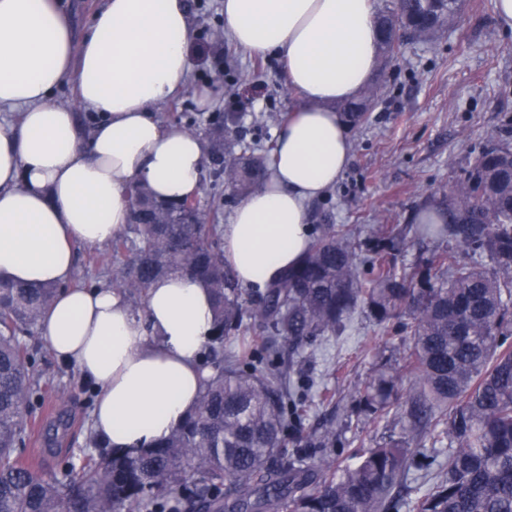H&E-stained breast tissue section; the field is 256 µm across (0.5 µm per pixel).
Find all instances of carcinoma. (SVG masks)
<instances>
[{"instance_id": "carcinoma-1", "label": "carcinoma", "mask_w": 512, "mask_h": 512, "mask_svg": "<svg viewBox=\"0 0 512 512\" xmlns=\"http://www.w3.org/2000/svg\"><path fill=\"white\" fill-rule=\"evenodd\" d=\"M463 0H390L376 13L380 59L397 64V31L435 42L455 27ZM378 100L366 89L339 105L352 127ZM207 142L222 152L224 197L162 204L129 189L131 221L112 254L109 285L137 313L159 277L201 279L215 301L212 339L196 408L172 433L136 452L108 451L64 477L24 463L17 450L34 433V331L57 288L0 283V512H512V148H489L447 197L424 206L417 231L452 244L425 267L401 272L384 252L360 258L334 224L298 263L263 288L242 287L224 261V207L265 184L270 160L239 131V116L217 118ZM362 311L387 336L411 345L383 364L354 398L373 423L398 417L410 435L366 448L356 465L336 456V431L306 430L314 379L306 349L341 336ZM251 336L240 351L224 350ZM293 432L292 447L285 436ZM444 466L430 471L438 457ZM424 470V489L402 493Z\"/></svg>"}]
</instances>
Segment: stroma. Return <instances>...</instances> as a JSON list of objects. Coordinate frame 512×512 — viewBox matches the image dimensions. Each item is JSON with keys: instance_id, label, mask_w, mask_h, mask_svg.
<instances>
[{"instance_id": "obj_1", "label": "stroma", "mask_w": 512, "mask_h": 512, "mask_svg": "<svg viewBox=\"0 0 512 512\" xmlns=\"http://www.w3.org/2000/svg\"><path fill=\"white\" fill-rule=\"evenodd\" d=\"M195 31L189 88L156 108L165 123L192 121L208 128L220 113L241 116L245 139L274 144L280 117L297 105L278 59H257L230 41L215 44L210 30L223 26L224 0H188ZM378 102L368 123L351 129V157L336 185L309 207L310 224L349 230L358 253L390 252L396 266L420 263L433 247L419 239L414 216L423 204L449 192L463 171L490 147L512 145V31L495 20V0H466L460 26L440 40L410 42L398 66L376 71ZM211 89L215 103L201 109L196 91ZM366 316L355 315L344 335L317 340L306 366L318 386L335 389L336 403L313 402L305 426L326 428L352 413L349 390L370 377L394 344ZM43 399L38 419L67 412L70 423L56 446L35 434L23 458L48 474L81 467L100 449L87 444L90 391L74 369L49 349L35 365Z\"/></svg>"}]
</instances>
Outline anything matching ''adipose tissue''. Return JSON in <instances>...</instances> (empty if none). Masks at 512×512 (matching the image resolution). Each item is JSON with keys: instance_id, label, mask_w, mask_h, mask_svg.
Listing matches in <instances>:
<instances>
[{"instance_id": "1", "label": "adipose tissue", "mask_w": 512, "mask_h": 512, "mask_svg": "<svg viewBox=\"0 0 512 512\" xmlns=\"http://www.w3.org/2000/svg\"><path fill=\"white\" fill-rule=\"evenodd\" d=\"M224 33L251 55L280 59L299 98L266 185L224 226L240 284L262 288L306 250L308 205L349 163L336 106L378 67L375 11L372 0H224ZM192 44L186 0H103L80 37L64 0H0V112L17 115L0 129V281L59 286L40 338L94 388L91 426L117 451L168 436L195 408L212 295L175 274L154 282L134 312L112 287L72 285L75 247L112 242L131 186L168 202L199 188L206 140L153 111L184 90ZM66 83L75 99L57 102Z\"/></svg>"}]
</instances>
